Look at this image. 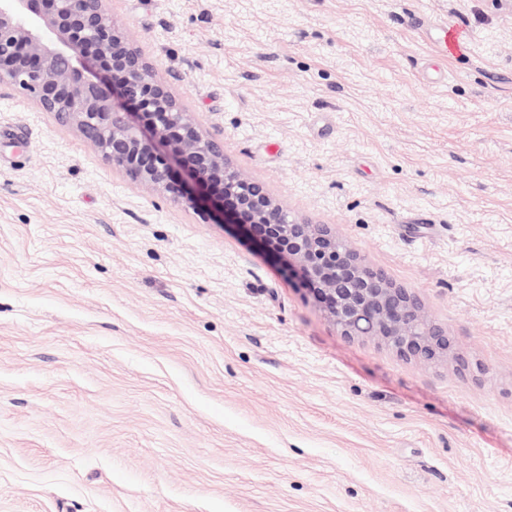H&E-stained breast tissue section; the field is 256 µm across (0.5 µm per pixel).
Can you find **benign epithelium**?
Masks as SVG:
<instances>
[{"label": "benign epithelium", "mask_w": 512, "mask_h": 512, "mask_svg": "<svg viewBox=\"0 0 512 512\" xmlns=\"http://www.w3.org/2000/svg\"><path fill=\"white\" fill-rule=\"evenodd\" d=\"M2 83L73 126L132 180L286 261L343 335L426 362L448 355L447 334L426 323L407 289L366 266L329 225L286 220L263 183L231 169L158 68L114 27L106 0H0Z\"/></svg>", "instance_id": "1"}]
</instances>
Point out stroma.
Here are the masks:
<instances>
[{"label": "stroma", "mask_w": 512, "mask_h": 512, "mask_svg": "<svg viewBox=\"0 0 512 512\" xmlns=\"http://www.w3.org/2000/svg\"><path fill=\"white\" fill-rule=\"evenodd\" d=\"M106 7L232 169L451 348L343 336L0 85V512H512V0Z\"/></svg>", "instance_id": "obj_1"}]
</instances>
